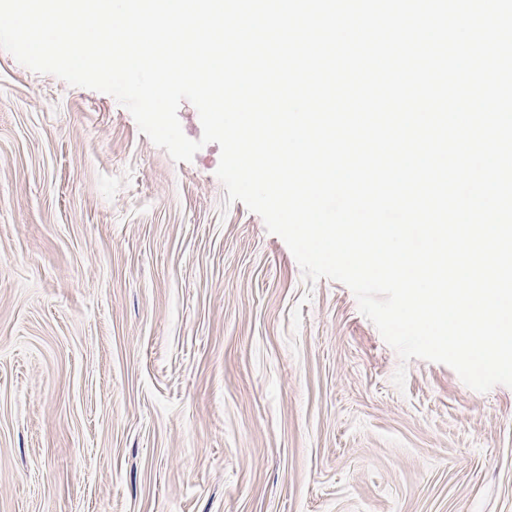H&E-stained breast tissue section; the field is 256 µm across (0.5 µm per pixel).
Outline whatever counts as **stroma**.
<instances>
[{
    "label": "stroma",
    "mask_w": 512,
    "mask_h": 512,
    "mask_svg": "<svg viewBox=\"0 0 512 512\" xmlns=\"http://www.w3.org/2000/svg\"><path fill=\"white\" fill-rule=\"evenodd\" d=\"M220 155L0 50V512H512V388L401 363Z\"/></svg>",
    "instance_id": "obj_1"
}]
</instances>
